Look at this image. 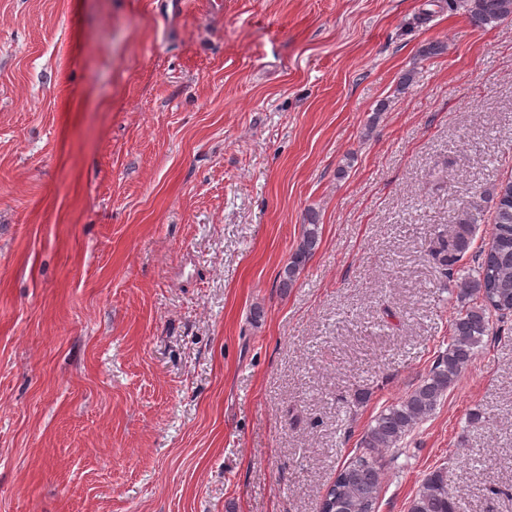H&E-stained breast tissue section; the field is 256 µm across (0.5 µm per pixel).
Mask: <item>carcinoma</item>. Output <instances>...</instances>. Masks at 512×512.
<instances>
[{
    "instance_id": "obj_1",
    "label": "carcinoma",
    "mask_w": 512,
    "mask_h": 512,
    "mask_svg": "<svg viewBox=\"0 0 512 512\" xmlns=\"http://www.w3.org/2000/svg\"><path fill=\"white\" fill-rule=\"evenodd\" d=\"M464 9L471 23L485 27L512 17V0H457L448 8ZM493 203L490 242L475 255V273L459 276L458 263L469 252L477 225L483 222L481 202ZM319 244V224L309 215L301 241L280 273V287H292ZM429 255L441 277L458 282L462 303L451 322L446 350L411 391L382 410L360 440V451L343 465L322 499L327 512H376L384 452H397L493 335L492 317L512 315V181L479 193L451 229L435 232ZM407 512H466L464 502L448 494V472L438 468L424 479Z\"/></svg>"
}]
</instances>
